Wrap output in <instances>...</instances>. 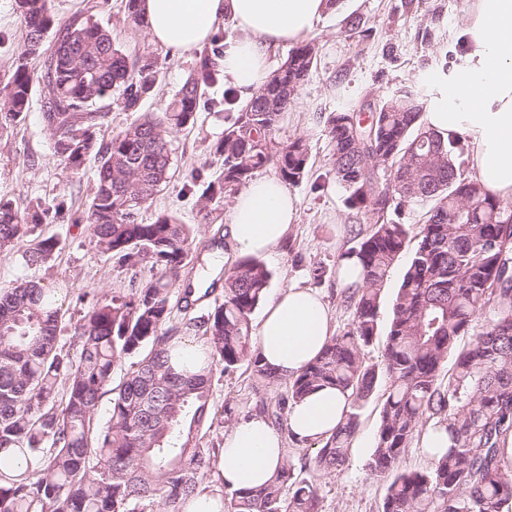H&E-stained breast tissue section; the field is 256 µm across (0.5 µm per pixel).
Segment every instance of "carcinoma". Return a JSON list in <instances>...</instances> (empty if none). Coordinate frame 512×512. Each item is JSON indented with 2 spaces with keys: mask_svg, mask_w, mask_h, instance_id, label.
I'll list each match as a JSON object with an SVG mask.
<instances>
[{
  "mask_svg": "<svg viewBox=\"0 0 512 512\" xmlns=\"http://www.w3.org/2000/svg\"><path fill=\"white\" fill-rule=\"evenodd\" d=\"M24 49L0 76V133L28 112L42 88V118L54 155L77 174L96 163L87 220L95 248L123 266L147 264L156 274L118 295L88 293L74 327L76 354L59 343L64 313L58 290L27 276L0 286V512H186L207 492L217 448H202L194 430L209 418L213 367L245 363L262 384L280 381L253 343L250 316L263 301L270 273L245 256L224 270V300L207 313L172 322L174 308L196 290L173 289L189 264L195 231L173 214L138 221L158 188L172 177L170 133L192 127L205 90L220 75L223 51L206 50L165 111L147 114L99 138L105 101L117 95L138 112L157 82L151 54L128 59L92 11L55 24L51 0H16ZM61 36L72 52L46 56L49 45L30 39ZM317 51L294 49L246 103L224 90V111L236 116L213 145L223 171L201 184L202 209L237 193L256 171L273 165L281 179L309 177V145L281 143L275 132L310 76ZM41 60L40 67L31 65ZM424 96L403 87L378 102L329 114L333 171L351 209L374 216L349 251L362 283L344 292L349 329L329 337L322 352L269 417L279 426L288 407L310 392L333 387L349 410L313 457L285 460L265 484L217 495L219 512H319V487L299 478L312 465L345 464L363 404L378 379L386 381L370 476L386 482L384 512H512V464L502 442L512 432V203L504 204L461 176L462 137L445 138L423 123ZM407 205L423 210L419 232L402 221ZM48 210L27 216L0 199V251L11 250ZM58 240L45 237L22 254L27 267L48 263ZM411 251L392 305L383 358L366 364L363 348L379 335L383 285ZM484 318L483 329L474 323ZM203 340L189 357L184 333ZM472 334L461 346L459 338ZM454 363L443 373L448 356ZM129 369L117 386L113 374ZM112 393L108 419L97 420ZM448 431L426 472L399 469L423 426Z\"/></svg>",
  "mask_w": 512,
  "mask_h": 512,
  "instance_id": "obj_1",
  "label": "carcinoma"
}]
</instances>
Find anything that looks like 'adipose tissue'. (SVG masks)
Here are the masks:
<instances>
[{
    "mask_svg": "<svg viewBox=\"0 0 512 512\" xmlns=\"http://www.w3.org/2000/svg\"><path fill=\"white\" fill-rule=\"evenodd\" d=\"M329 0H142L150 39L177 57L210 42L219 23L231 19L240 39L221 59L224 78L251 99L270 76L271 47L304 39L329 9ZM466 49L430 98L425 125L440 135H465L473 177L491 197L512 202V0H469L462 30ZM298 202L277 178L252 180L234 198L229 246L266 253L298 220ZM331 316L313 289L286 285L270 298L256 341L278 375L291 378L313 360L331 336ZM348 406L331 387L294 403L288 428L301 440L327 437ZM286 455L285 440L256 415L224 436L218 469L224 484L249 489L271 479Z\"/></svg>",
    "mask_w": 512,
    "mask_h": 512,
    "instance_id": "adipose-tissue-1",
    "label": "adipose tissue"
}]
</instances>
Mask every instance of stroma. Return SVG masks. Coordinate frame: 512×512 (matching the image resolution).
I'll use <instances>...</instances> for the list:
<instances>
[{
    "instance_id": "1",
    "label": "stroma",
    "mask_w": 512,
    "mask_h": 512,
    "mask_svg": "<svg viewBox=\"0 0 512 512\" xmlns=\"http://www.w3.org/2000/svg\"><path fill=\"white\" fill-rule=\"evenodd\" d=\"M124 4L125 0H51L57 22H68L77 12L92 9L125 55L134 58L150 53L159 60L161 74L154 95L137 113L111 104L102 128L107 137L138 120L140 114L163 111L199 60L195 52L172 57L150 40L145 28L127 21ZM335 4V10L325 14L308 36L318 48L312 73L276 131L278 141L302 137L311 147L309 178L289 187L299 200V221L279 248L260 255L259 260L271 274L268 292L291 283L315 288L327 303L333 330L338 333L348 329L352 321V311L341 299L339 260L354 245L352 227L369 226L372 217L345 202L346 194L332 171L326 118L363 99L385 98L405 85L432 93L442 77V67H454L460 61L458 34L466 0H335ZM351 15L361 20L354 31L345 26L346 17ZM23 40L15 0H0V71L21 52ZM223 98V84L207 88L194 127L172 133L175 174L138 215L139 222L149 224L161 213H173L183 223L194 225L196 246L183 275L187 282L203 277L209 256L207 244L228 235L232 198L205 210L198 201V191L191 188L195 173L213 180L222 172L211 147L224 134ZM93 192V166L73 174L60 165L42 121V100L33 96L25 118L0 134V198L22 211L38 205L59 210L60 215L32 225L28 237L13 250L0 252V285L27 273L46 287L61 289L65 322L61 340L65 343L83 314L82 295L93 291L125 293L151 275L149 266H119L94 247L86 220ZM51 235L59 240L53 260L43 267H24L22 252L33 241ZM317 265L325 269L319 282L311 276ZM385 388V383H378L365 403L347 464L332 472L306 471V478L320 488V512H383L385 486L370 479L366 465L375 444ZM285 390L282 382H255L246 365L230 372L216 365L211 402L214 407L230 409L231 414L199 429L201 447H222L226 427L259 414L264 403Z\"/></svg>"
}]
</instances>
